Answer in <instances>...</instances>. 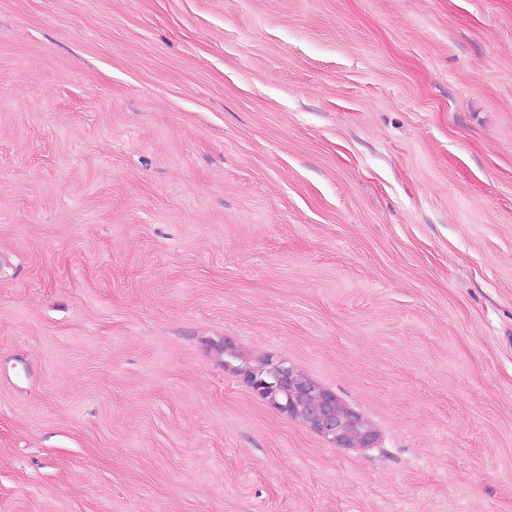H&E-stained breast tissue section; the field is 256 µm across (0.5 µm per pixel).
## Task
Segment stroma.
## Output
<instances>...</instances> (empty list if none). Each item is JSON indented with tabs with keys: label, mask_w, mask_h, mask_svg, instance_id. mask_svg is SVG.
I'll return each mask as SVG.
<instances>
[{
	"label": "stroma",
	"mask_w": 512,
	"mask_h": 512,
	"mask_svg": "<svg viewBox=\"0 0 512 512\" xmlns=\"http://www.w3.org/2000/svg\"><path fill=\"white\" fill-rule=\"evenodd\" d=\"M0 512H512V0H0ZM247 385L267 404L300 420L339 448H370L374 430L336 395L306 378L285 361L266 358L239 369Z\"/></svg>",
	"instance_id": "stroma-1"
}]
</instances>
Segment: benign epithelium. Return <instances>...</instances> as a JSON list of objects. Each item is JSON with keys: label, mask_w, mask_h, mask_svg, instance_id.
<instances>
[{"label": "benign epithelium", "mask_w": 512, "mask_h": 512, "mask_svg": "<svg viewBox=\"0 0 512 512\" xmlns=\"http://www.w3.org/2000/svg\"><path fill=\"white\" fill-rule=\"evenodd\" d=\"M247 385L267 404L300 420L339 448H370L374 430L336 395L278 359L266 358L239 369Z\"/></svg>", "instance_id": "obj_1"}]
</instances>
